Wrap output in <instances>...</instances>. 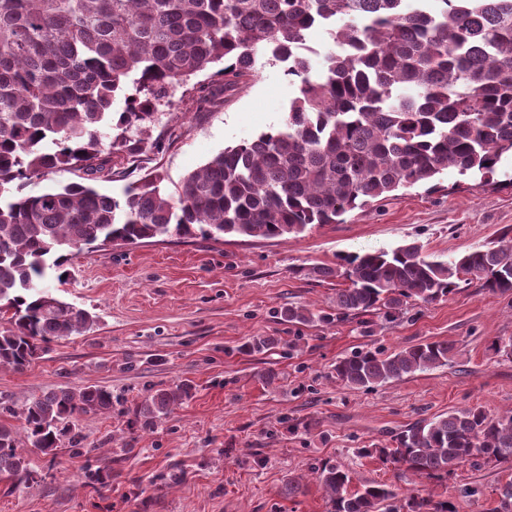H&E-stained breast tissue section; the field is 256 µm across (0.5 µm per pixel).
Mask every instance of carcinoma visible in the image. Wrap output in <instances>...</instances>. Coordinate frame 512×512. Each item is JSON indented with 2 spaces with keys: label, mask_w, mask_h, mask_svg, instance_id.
Instances as JSON below:
<instances>
[{
  "label": "carcinoma",
  "mask_w": 512,
  "mask_h": 512,
  "mask_svg": "<svg viewBox=\"0 0 512 512\" xmlns=\"http://www.w3.org/2000/svg\"><path fill=\"white\" fill-rule=\"evenodd\" d=\"M323 28L331 47L308 44ZM284 65L296 95L284 122L227 146L173 194L158 173L109 195L70 183L14 197L10 185L77 167L88 180L112 171V148L149 133L174 89L210 66L222 82L199 89L216 107L254 76L259 55ZM321 56L319 67L312 56ZM122 102L119 110L116 102ZM117 134H112V131ZM110 139L104 148L103 139ZM512 156V0H0V370L22 371L56 338L91 330L94 316L41 288L83 249L157 237L276 239L314 224H341L356 209L434 181L453 168L492 175ZM315 276L341 279L336 311L395 320L473 280L512 293V228L497 244L446 261L423 246L349 253ZM290 322H327L306 306ZM453 344L423 341L389 355L336 361V379L360 389L453 362ZM192 385L151 388L134 409L144 429L173 413ZM99 385L60 386L0 423V474L31 478L20 443L49 454L81 445L79 414L112 409ZM379 454L419 479L465 462H512V411L451 410L402 430ZM330 512H457L453 498L385 483L350 490L341 463L313 467ZM493 512H512V482Z\"/></svg>",
  "instance_id": "1"
}]
</instances>
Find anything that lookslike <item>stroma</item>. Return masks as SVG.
<instances>
[{
  "label": "stroma",
  "mask_w": 512,
  "mask_h": 512,
  "mask_svg": "<svg viewBox=\"0 0 512 512\" xmlns=\"http://www.w3.org/2000/svg\"><path fill=\"white\" fill-rule=\"evenodd\" d=\"M210 81L205 70L176 87L173 109L151 131L163 138L162 150L115 151L113 173L97 189L116 195L157 172L163 189L175 192L225 147L280 125L296 93L282 66L266 61L256 77L225 93L222 105L207 109L194 87ZM511 173L507 158L484 183L451 169L437 188L418 185L351 212L345 223L278 239L158 237L133 248L82 251L67 263L65 279L52 274L42 285L90 310L95 325L51 342L23 371H0V397L20 405L61 385H100L120 401L77 417L82 448L31 452L29 483L0 475V512H330L312 472L327 460L349 468L354 485L380 482L407 495L419 483L376 449L457 407L512 410V359L490 348L495 338L512 337V295L463 283L396 322L373 315L364 325L336 317L339 281L317 279L311 269L335 265L342 253L413 240L437 260L495 241L512 227ZM291 305L334 320L288 322L281 311ZM253 336L274 345L243 352ZM425 340L453 343V363L362 389L333 372L336 360L355 352L389 354ZM268 372L275 375L270 385ZM182 381L194 386L185 404L154 429L129 426L150 387ZM361 448L371 456H358ZM104 466L111 480L90 482L88 471ZM293 478L302 491L292 496ZM510 481L512 463L491 462L463 463L448 479L422 484L437 499L459 485L477 486L480 496L458 500V512H492L497 488Z\"/></svg>",
  "instance_id": "1"
}]
</instances>
